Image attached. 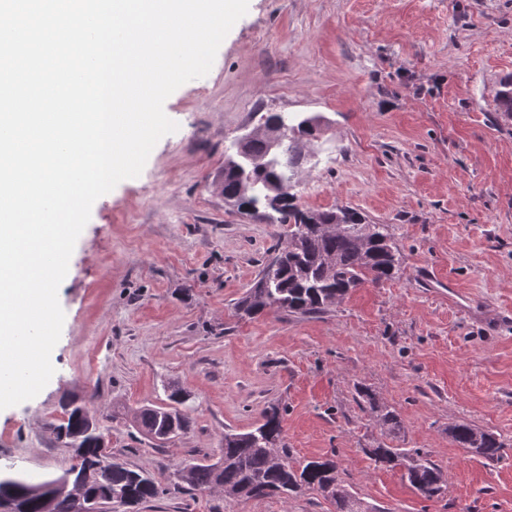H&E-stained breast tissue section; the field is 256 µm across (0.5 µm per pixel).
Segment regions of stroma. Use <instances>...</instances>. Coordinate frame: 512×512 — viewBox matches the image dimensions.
<instances>
[{
	"label": "stroma",
	"mask_w": 512,
	"mask_h": 512,
	"mask_svg": "<svg viewBox=\"0 0 512 512\" xmlns=\"http://www.w3.org/2000/svg\"><path fill=\"white\" fill-rule=\"evenodd\" d=\"M511 77L512 0H249L209 73L166 100L177 131L95 201L58 290L55 373L0 411V470H68L53 426L64 400H87L111 461L162 489L139 512H336L312 491L239 501L177 485L176 468L216 461L225 431L254 429L277 402L292 460L338 457L382 512H512V117L495 109ZM269 112L327 118L296 202L388 225L401 267L324 313L242 320L234 304L288 227L225 205L214 180ZM170 382L193 425L158 444L128 411L164 403ZM462 422L500 437L498 462L456 446ZM381 443L435 464L442 494L375 467L366 451ZM364 396L366 397L372 412L376 413L378 423L382 428L386 429L389 433L400 430L401 420L399 414L395 410L377 403L370 393H364Z\"/></svg>",
	"instance_id": "35a3bbf8"
}]
</instances>
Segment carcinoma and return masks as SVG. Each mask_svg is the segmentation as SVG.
Listing matches in <instances>:
<instances>
[{
    "label": "carcinoma",
    "instance_id": "carcinoma-1",
    "mask_svg": "<svg viewBox=\"0 0 512 512\" xmlns=\"http://www.w3.org/2000/svg\"><path fill=\"white\" fill-rule=\"evenodd\" d=\"M249 153L266 156L265 167L255 168L243 161L236 168H226L217 176L224 200L239 210L257 212L266 206L267 188L278 181L295 186L299 170L297 143L284 139L274 150L262 140L249 146ZM251 192H241L243 184ZM278 223L290 226L287 245L281 249L285 261L274 273L262 268L255 280L267 278L268 288L246 290L234 305L235 314L252 319L270 310H283L304 316L320 314L342 300L350 292L368 284L380 285L391 280L400 268V251L386 224H369L349 207L314 211L316 220L303 223L305 213L287 199L276 210ZM167 402L143 406L133 415L142 434L164 444L187 432L191 419L178 409L183 391L171 385L166 390ZM379 425L388 432L401 428L399 414L365 394ZM62 423L55 426L57 435L70 448H79L72 468L83 471L96 458L98 448L106 443V435L96 417L89 411L78 414L63 406ZM283 413L271 405L262 412L261 423L248 432L224 434L222 464L191 463L176 471L178 481L197 491L219 490L228 498L263 499L273 495L288 497L311 490L336 506V512H360L364 500L351 492L339 478L340 461L332 458L295 464L290 460L283 440ZM457 447L474 458L495 461L501 457L502 442L496 435L473 424L459 423L449 428ZM377 466L393 467L416 456L406 478L410 486L425 498L441 493L443 476L428 459L405 448L379 445L366 449ZM10 488L23 496L24 512H49L47 499L30 492L32 482L5 474L0 488ZM110 495L100 492L101 485L93 476L86 478L85 493L100 498V505H112L113 512L128 509L156 498L159 485L141 471L112 464L108 477Z\"/></svg>",
    "mask_w": 512,
    "mask_h": 512
}]
</instances>
